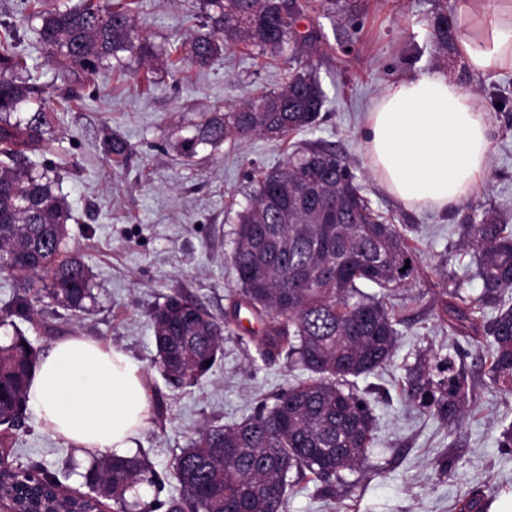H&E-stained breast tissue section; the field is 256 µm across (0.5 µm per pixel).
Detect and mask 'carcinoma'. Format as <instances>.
I'll use <instances>...</instances> for the list:
<instances>
[{"mask_svg": "<svg viewBox=\"0 0 512 512\" xmlns=\"http://www.w3.org/2000/svg\"><path fill=\"white\" fill-rule=\"evenodd\" d=\"M349 0H199L206 31L174 48L161 47L134 24L142 0H29V20L48 60L76 83L104 67L122 76L130 62L144 78L188 61L200 68L237 45L258 49L292 64L277 90L260 91L244 103L213 106L197 113L192 134L175 144L192 161L200 150L252 137L279 141L318 125L325 95L305 55L315 48L312 33L296 29L309 12L326 11ZM438 58L455 47V20L443 7L428 19ZM27 70L9 26L0 37V274L23 283V293L0 310V328L10 326V342L0 344V425L20 426L34 370L30 342L13 318L33 321L44 299L67 310H83L95 300L92 275L68 249L70 210L46 173L31 160L51 150L60 112L50 107L42 87L19 77ZM104 154L114 164L132 152L124 139L104 133ZM232 259L238 300L220 321L196 301L175 293L151 310L159 362L166 379L192 384L222 354L224 332L241 309L263 325L257 336L262 356L285 354L310 376L262 403L232 428L204 426L176 458L173 477L181 497L165 502L130 503L127 493L158 477L141 454L93 457L81 473L87 495L61 487L56 474L41 467L0 471V497L21 512H115L129 505L140 512H288L289 475L309 473L321 494L350 497L345 475L368 461L374 443V415L366 395L350 378L370 375L394 356L402 320L387 301L418 273L413 225L392 224L376 212L347 157L320 142L290 153L278 169L262 173L237 214ZM497 211H483L477 224H463L459 247L475 262L473 276L483 291L462 288L435 294L437 325L478 347L488 345L487 375L504 397L512 396V231ZM379 291L369 293L363 286ZM404 390L418 407L451 422L474 409L477 397L463 360L447 354L420 358L407 366ZM488 498L474 493L460 512H487Z\"/></svg>", "mask_w": 512, "mask_h": 512, "instance_id": "carcinoma-1", "label": "carcinoma"}]
</instances>
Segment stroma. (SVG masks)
I'll use <instances>...</instances> for the list:
<instances>
[{"mask_svg":"<svg viewBox=\"0 0 512 512\" xmlns=\"http://www.w3.org/2000/svg\"><path fill=\"white\" fill-rule=\"evenodd\" d=\"M193 0H144L139 29L155 42L176 45L195 35L202 20ZM356 15L313 13L298 24L312 32L319 50L311 69L326 102L313 131L280 142L253 138L239 145L205 150L188 162L175 143L188 135L197 112L249 98L255 87L275 89L288 66L243 45L228 49L208 66L185 65L163 75L151 89L136 79H117L103 70L78 85L79 100L54 129L51 152L38 165L68 202L69 248L89 267L97 301L81 311L38 303L34 322L19 327L38 353L68 336H84L123 351L138 362L151 396L150 416L136 439V450L151 462L164 483L160 499L178 495L172 466L205 424L231 426L249 416L260 400L303 376L290 370L285 356L262 357L256 339L237 327L224 335V353L197 382L174 386L161 374L149 310L180 293L215 316L231 308L238 287L230 255L237 213L254 187L255 168L280 167L297 147L311 141L335 146L361 171L373 207L398 224L415 225L423 271L403 292L406 321L396 355L384 370L359 377L357 386L371 402L376 440L363 471L352 474L351 500L321 497L314 482L291 477L288 512H457L460 500L476 489L492 500L512 495V453L496 440L512 424V397L492 387L485 350L470 348L469 375L481 402L477 411L447 423L411 403L401 380L407 364L436 352L451 353L461 337L440 330L432 311L442 274H472L471 255L459 251L464 218L480 220L485 208L499 209L512 225V72L471 73L460 53L438 66L428 19L453 0H359ZM0 23L13 26L31 75L58 105L69 87L37 41L21 0H0ZM449 76L479 95L495 125L487 181L465 203L447 213L409 209L388 194L366 158L363 129L374 99L398 78L432 73ZM132 146L123 166L103 155L104 132ZM467 293L482 291L481 280L466 283ZM22 465L38 463L56 473L64 486L82 489L80 470L89 461L77 449L43 430L34 410L20 427L0 426ZM450 472H442L443 462Z\"/></svg>","mask_w":512,"mask_h":512,"instance_id":"stroma-1","label":"stroma"}]
</instances>
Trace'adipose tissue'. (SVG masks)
<instances>
[{"label":"adipose tissue","mask_w":512,"mask_h":512,"mask_svg":"<svg viewBox=\"0 0 512 512\" xmlns=\"http://www.w3.org/2000/svg\"><path fill=\"white\" fill-rule=\"evenodd\" d=\"M455 43L476 74L512 72V0H456ZM492 118L480 98L448 76L392 83L371 105L364 129L370 168L408 207L456 208L484 183ZM27 398L43 427L86 451L130 455L150 394L139 363L82 336L52 344Z\"/></svg>","instance_id":"ef3b65f1"}]
</instances>
